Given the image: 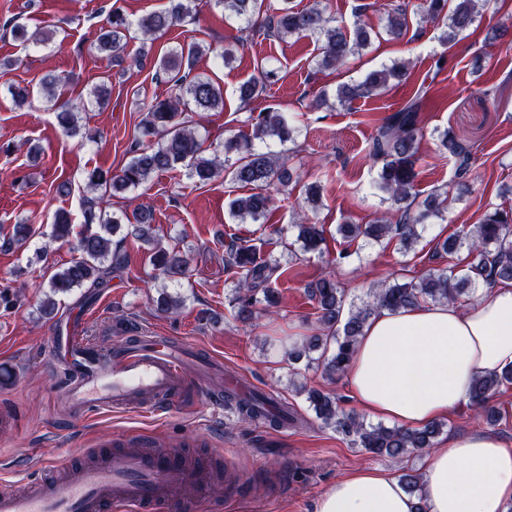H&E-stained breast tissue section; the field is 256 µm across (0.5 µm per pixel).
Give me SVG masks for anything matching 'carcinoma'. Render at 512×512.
Returning <instances> with one entry per match:
<instances>
[{
  "label": "carcinoma",
  "mask_w": 512,
  "mask_h": 512,
  "mask_svg": "<svg viewBox=\"0 0 512 512\" xmlns=\"http://www.w3.org/2000/svg\"><path fill=\"white\" fill-rule=\"evenodd\" d=\"M279 2V7L269 10L264 7L265 0H170L168 8L143 15L137 21V28L146 36L153 35L196 16L206 6L220 7L224 9V17L241 20L246 23V28L263 29L278 39L294 35L315 37L318 43L316 64L320 70H338L348 65L370 42V32L365 25L357 21L354 28H348L327 14L323 0H313L310 7L303 9L295 7L292 0ZM490 4L491 0H456L451 7L448 0H424L417 13L419 31L423 33L429 26H439L443 28L441 40L447 44L467 31L475 17L487 11ZM131 27L124 11L112 4L106 23L101 27L98 49L112 58H122ZM408 28L405 9L396 8L387 14L384 26L387 35L399 39ZM202 53L200 44L190 42L162 56L158 71L168 75L173 83L172 92L165 98L157 97L151 101L139 122L141 138L131 145L130 159L117 172L95 168L88 173V195L83 198L85 223L97 222L99 230L86 229L79 233L76 242L79 257L51 276L49 293L42 305L44 316H54L56 295L85 288L87 296L91 297L109 286L112 272L125 266V255L112 247V236L120 228V220L103 218V205L108 203L106 195L144 189L157 172L184 170L196 183L206 184L222 171L230 181L251 190L250 194L232 200V216L242 223L267 220L270 189L279 184L285 186L291 179L290 170L280 160V153L271 150L270 145L294 141L296 129L286 113L265 109L256 118L252 139L244 142L227 139L221 151L205 147L198 131L185 120V113L223 109L224 92L207 77L191 78L189 73L182 72V67H191ZM407 71L408 65L403 62L383 65L354 83L339 85L336 99L345 106L358 99L382 96L391 89V81H402ZM274 77L276 72L272 69L258 70V76L240 85V99L251 101L261 97ZM423 95V89H418L413 98L386 116L370 140L368 159L378 167L374 188L396 207L397 220L393 224H339L336 233L343 242L363 239L378 243L396 239L403 249L408 250L421 237L418 226L432 217L441 216L448 208L446 192H432L421 201L413 192L421 135L419 102ZM54 107L62 133L77 135L78 114L85 110V104L71 98L57 99ZM255 140L265 149L255 148ZM439 149L454 159V179L460 185L465 184L473 159L469 146L444 132L439 137ZM135 220L130 235L152 246L151 262L155 269L168 278L184 274L187 256L161 245L151 224V211L140 208ZM294 228L303 251H323L325 237L321 225L300 223ZM73 231L67 214L56 213L52 221V239L67 241ZM33 233V225L16 224L6 244L25 243ZM463 249L469 257L466 268L459 270L457 265L450 263L445 268L429 271L417 281L396 282L377 288L372 292V299L355 310L345 308L344 291L338 288L334 279L322 277L310 284L309 294L316 303L318 314L317 327L305 343L289 353V358L296 363L304 360L306 366H316L333 378L345 373L357 338L376 312L429 302L453 303L485 284L512 281V210L494 208L486 211L481 222L470 230L437 242L435 255H446L451 260ZM225 264L236 269L239 275L229 298L232 308L249 316L262 304L272 306L275 285L287 269L261 257L257 245L247 243L229 246ZM511 383L512 370L479 376L472 385L470 403L488 421L495 422L498 412L490 401L502 385ZM224 401L235 404L238 412L249 420L265 421L275 427L288 420V410L280 406L277 413H270L267 409L270 398L256 390L246 398L226 394ZM306 401L324 426L334 428L350 438L353 444L379 456L402 458L426 452L435 447L444 427L437 421L416 429L368 425L359 416L343 412L337 398L316 388L306 390ZM402 482L408 494L417 499L415 512H427L419 477L406 473Z\"/></svg>",
  "instance_id": "1"
}]
</instances>
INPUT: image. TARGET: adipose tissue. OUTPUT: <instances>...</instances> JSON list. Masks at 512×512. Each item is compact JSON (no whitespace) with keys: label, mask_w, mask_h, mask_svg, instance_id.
<instances>
[{"label":"adipose tissue","mask_w":512,"mask_h":512,"mask_svg":"<svg viewBox=\"0 0 512 512\" xmlns=\"http://www.w3.org/2000/svg\"><path fill=\"white\" fill-rule=\"evenodd\" d=\"M512 368V282L479 300L383 310L365 324L346 371L374 418L420 428L469 400L475 376ZM427 512H512V448L487 432L453 434L426 454ZM317 512H414L401 480L378 468L338 478Z\"/></svg>","instance_id":"obj_1"}]
</instances>
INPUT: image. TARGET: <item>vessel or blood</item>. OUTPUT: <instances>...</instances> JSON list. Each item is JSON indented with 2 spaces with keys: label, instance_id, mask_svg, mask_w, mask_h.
Returning a JSON list of instances; mask_svg holds the SVG:
<instances>
[{
  "label": "vessel or blood",
  "instance_id": "1",
  "mask_svg": "<svg viewBox=\"0 0 512 512\" xmlns=\"http://www.w3.org/2000/svg\"><path fill=\"white\" fill-rule=\"evenodd\" d=\"M51 361L54 391L79 419L159 413L179 402L191 378L205 405L223 406L225 393L245 391L221 361H200L193 345L141 331L103 351L69 324L53 339ZM235 483L230 474L211 481L205 467L179 460L172 449L132 441L112 456L75 466L65 479L50 472L23 488L1 480L0 512H198L202 503H222Z\"/></svg>",
  "mask_w": 512,
  "mask_h": 512
}]
</instances>
